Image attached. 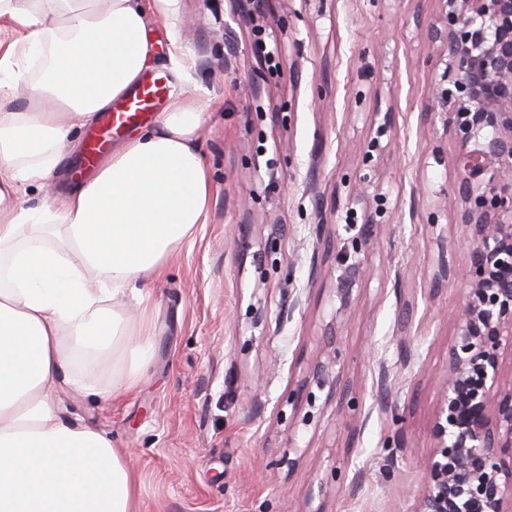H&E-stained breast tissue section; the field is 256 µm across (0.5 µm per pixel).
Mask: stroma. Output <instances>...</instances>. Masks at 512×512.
Wrapping results in <instances>:
<instances>
[{"label":"stroma","mask_w":512,"mask_h":512,"mask_svg":"<svg viewBox=\"0 0 512 512\" xmlns=\"http://www.w3.org/2000/svg\"><path fill=\"white\" fill-rule=\"evenodd\" d=\"M144 3L159 75L203 114L211 205L142 286L154 336L137 391L106 405L60 389L65 417L129 458L136 512H414L462 302L459 283L433 282L434 238L464 259L443 209L457 144L422 113L435 71L419 27L436 0H271L259 38L239 18L247 0ZM387 110L395 126L380 138ZM363 176L388 210L368 255L376 274L345 313L327 271ZM332 342L351 384L344 405L312 373ZM298 387L307 399L290 404ZM385 402L402 422L380 413Z\"/></svg>","instance_id":"stroma-1"}]
</instances>
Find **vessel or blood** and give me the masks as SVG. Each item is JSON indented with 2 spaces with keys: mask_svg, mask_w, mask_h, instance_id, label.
<instances>
[{
  "mask_svg": "<svg viewBox=\"0 0 512 512\" xmlns=\"http://www.w3.org/2000/svg\"><path fill=\"white\" fill-rule=\"evenodd\" d=\"M165 90V78H152L143 82L118 108L107 112L99 123L97 137L92 139L86 148L85 165L90 167L96 163L113 134L145 119Z\"/></svg>",
  "mask_w": 512,
  "mask_h": 512,
  "instance_id": "b4317fda",
  "label": "vessel or blood"
}]
</instances>
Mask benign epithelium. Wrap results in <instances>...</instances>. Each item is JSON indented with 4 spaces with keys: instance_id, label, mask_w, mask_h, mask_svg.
<instances>
[{
    "instance_id": "benign-epithelium-1",
    "label": "benign epithelium",
    "mask_w": 512,
    "mask_h": 512,
    "mask_svg": "<svg viewBox=\"0 0 512 512\" xmlns=\"http://www.w3.org/2000/svg\"><path fill=\"white\" fill-rule=\"evenodd\" d=\"M438 2L425 36L436 48L439 74L423 113L438 117L458 144L460 183L446 209L464 203L466 257L460 266L449 264L448 241L436 238L435 283L460 280L463 300L415 512H512V372L502 367L504 350H512V0ZM370 201L376 208L364 210L361 227L336 257L345 309L354 287L372 275L357 256L373 247V226L385 214V196L365 177L352 202ZM339 359L337 349L318 356L313 370L334 390L341 389Z\"/></svg>"
}]
</instances>
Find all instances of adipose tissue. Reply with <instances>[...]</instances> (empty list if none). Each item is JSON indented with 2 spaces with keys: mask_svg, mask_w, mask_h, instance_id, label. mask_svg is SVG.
Wrapping results in <instances>:
<instances>
[{
  "mask_svg": "<svg viewBox=\"0 0 512 512\" xmlns=\"http://www.w3.org/2000/svg\"><path fill=\"white\" fill-rule=\"evenodd\" d=\"M0 21L19 34L0 42V512H135L129 461L66 419L57 389L108 403L139 384L153 321L138 285L208 217L203 115L174 96L91 177L21 206L19 183L53 185L61 143L126 98L156 53L141 0H0ZM22 81L27 103L10 109Z\"/></svg>",
  "mask_w": 512,
  "mask_h": 512,
  "instance_id": "obj_1",
  "label": "adipose tissue"
}]
</instances>
